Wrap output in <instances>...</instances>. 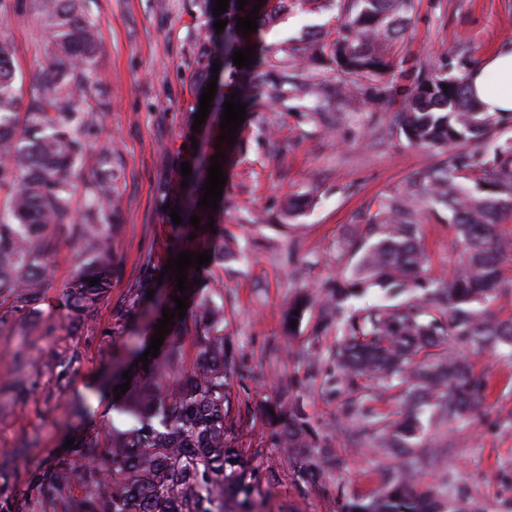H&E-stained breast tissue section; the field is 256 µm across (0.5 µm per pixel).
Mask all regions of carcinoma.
<instances>
[{"label":"carcinoma","mask_w":512,"mask_h":512,"mask_svg":"<svg viewBox=\"0 0 512 512\" xmlns=\"http://www.w3.org/2000/svg\"><path fill=\"white\" fill-rule=\"evenodd\" d=\"M257 31H236L237 18L253 6ZM84 0H35L47 31V63L39 89L21 105L15 87L14 47L0 39V185L12 178L7 213L0 215V303L30 308L46 285L47 256L53 232L61 231L81 262L67 288L65 305L79 320L111 287L112 231L116 207L112 184V149L90 153L81 132L95 120L86 105L92 89V56L99 46L95 24L84 13ZM282 0H248L244 10L229 0L224 12V63L233 51L250 45L254 63L239 101L252 109L253 74L267 64L262 31L277 17ZM345 22L340 40L329 44L346 82L359 84L388 75L393 60L379 48L404 30L403 14L411 0H336ZM205 36L196 60V91L210 82L216 52ZM25 112H20V107ZM23 123V130L16 125ZM496 118L480 111L463 79L442 70L425 77L407 97L400 112L401 134L412 144L448 149V158L420 177L421 194L448 209L457 233L459 265L448 278H430L421 228L411 220L412 205L391 200L369 218L368 240L354 270L351 287L336 291L322 310L336 323L342 339L336 345V386L350 393L368 379L385 390L407 396V422L378 420L364 402L359 433L373 436L385 448H408L421 430L419 412L431 405L444 420L467 421L481 401L486 384L468 363L453 354L433 359L431 349L442 337L479 351L512 347V317L503 319L482 302L497 292L512 291L502 267L512 256V235L501 231L505 211L512 209V142L489 143ZM100 173L86 190L83 212L74 206L75 179L82 165ZM205 169L185 206L199 210ZM99 282L90 285V279ZM410 288L423 294L396 306L349 311L347 301L359 289ZM207 323L193 336L197 362L186 369L187 319H172L157 357L130 367L129 390L122 406L132 423L112 430L110 444L98 453L99 436L77 440L69 457L35 475L30 499H50L54 512H226L228 500L247 512L256 489L255 470L241 454L225 445L229 396L227 380L233 357L225 350L218 313L199 303ZM274 422H288L286 443L305 448L304 429L281 404L271 407ZM346 512H428L424 500L409 487L407 476L392 475L387 489L368 502L347 504Z\"/></svg>","instance_id":"carcinoma-1"}]
</instances>
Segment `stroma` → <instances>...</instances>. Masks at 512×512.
Instances as JSON below:
<instances>
[{
  "label": "stroma",
  "mask_w": 512,
  "mask_h": 512,
  "mask_svg": "<svg viewBox=\"0 0 512 512\" xmlns=\"http://www.w3.org/2000/svg\"><path fill=\"white\" fill-rule=\"evenodd\" d=\"M86 9L99 29L90 98L104 108L84 139L93 151L111 147L120 196L112 284L81 321H71L63 301L78 256L62 241L48 259L40 301L23 310L0 305V449L15 452L0 465V512L27 500L36 473L56 464L67 439L123 423L112 389L115 364L135 361L167 291L163 283L147 287L142 270H162L170 251L188 243V228L174 224L163 204L186 193L182 162L218 152L226 155L227 181L212 217L226 249L191 289L188 318L197 320L203 298L223 320L234 357L226 442L256 471V512H343L383 492L388 475L425 450L434 459L418 466L411 486L435 512H447L454 492L472 512H512V348L467 351L474 375L487 383L471 421L446 423L425 411L414 446L398 454L374 438L352 442L350 396L333 379L338 331L321 317L330 290L353 276L369 214L419 192L421 174L447 157L401 134L404 95L424 74L444 67L462 75L512 44V0H412L403 36L390 47L395 73L366 94L345 93L329 55L291 59L290 72L317 77L330 107L314 115L296 100L261 98L229 144L218 140L221 115L244 83L240 69L219 73L210 113L193 125L200 35L216 21L206 0H86ZM321 30L329 41L341 39L334 6L302 13L289 5L264 41L275 54L287 39ZM0 37L14 45L16 88L29 99L46 41L33 0H0ZM292 198L303 203L294 213ZM413 218L430 275L448 277L458 248L447 209L418 203ZM302 297L310 305L289 326L288 311ZM21 350L31 368L18 369ZM72 351L80 358L62 393L53 358ZM281 398L297 407L306 447H286L281 427L268 420L267 406ZM324 450L337 467L320 465Z\"/></svg>",
  "instance_id": "obj_1"
}]
</instances>
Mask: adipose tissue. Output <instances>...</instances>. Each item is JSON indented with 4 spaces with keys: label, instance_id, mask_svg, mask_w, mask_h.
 I'll return each mask as SVG.
<instances>
[{
    "label": "adipose tissue",
    "instance_id": "adipose-tissue-1",
    "mask_svg": "<svg viewBox=\"0 0 512 512\" xmlns=\"http://www.w3.org/2000/svg\"><path fill=\"white\" fill-rule=\"evenodd\" d=\"M464 80L482 111L512 116V44L500 46L469 66Z\"/></svg>",
    "mask_w": 512,
    "mask_h": 512
}]
</instances>
